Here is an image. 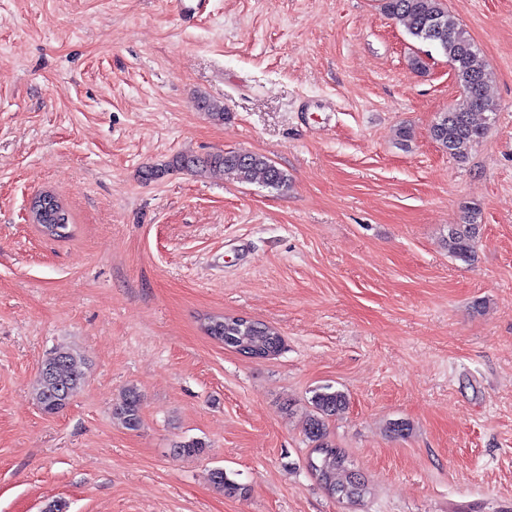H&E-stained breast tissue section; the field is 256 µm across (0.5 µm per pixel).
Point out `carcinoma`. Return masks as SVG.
<instances>
[{
    "label": "carcinoma",
    "instance_id": "obj_1",
    "mask_svg": "<svg viewBox=\"0 0 512 512\" xmlns=\"http://www.w3.org/2000/svg\"><path fill=\"white\" fill-rule=\"evenodd\" d=\"M381 11L390 19L402 23L413 39L430 44L441 50L448 58L454 77L462 89L463 99L446 112H440L431 125L432 139L452 157L464 160L472 148L486 134V123L477 121V116L497 111L496 104L487 97L485 88L490 79L487 65L473 40L460 21L448 11L443 0H379ZM200 110L217 121L227 116L224 105L200 97ZM187 170L209 172L240 183L258 181L274 190L288 188V175L267 157L252 152H224L205 159L178 156L167 164L150 166L145 169V179L162 177L170 172ZM480 209L471 206L464 211L462 223L448 227V249L451 255L464 262L475 257ZM207 334L231 346L228 337H235L236 343H247L262 347L270 337L279 335L272 326H265L261 335L248 333L239 320L224 316L212 317L207 322ZM46 366H55L51 375L39 374L33 391L40 410L47 415L63 411L84 384V373L79 368L75 355L67 350H58L44 361ZM311 413L307 416L304 434L312 444L315 456L308 459V468L315 475L321 487L328 491L341 489L346 492L347 501L355 504L365 494L362 476L348 468V456L327 440V422L344 411L347 399L344 392L331 385L313 390L310 398ZM113 415L130 430L141 424L140 398L134 387L126 389L121 403L113 408ZM206 443L200 439L183 441L176 446V453L194 456L204 453ZM212 484L232 495L243 490L240 484L231 480L222 469H214L209 475Z\"/></svg>",
    "mask_w": 512,
    "mask_h": 512
}]
</instances>
